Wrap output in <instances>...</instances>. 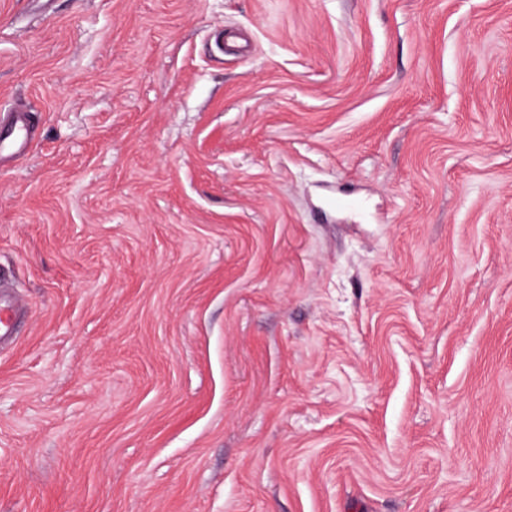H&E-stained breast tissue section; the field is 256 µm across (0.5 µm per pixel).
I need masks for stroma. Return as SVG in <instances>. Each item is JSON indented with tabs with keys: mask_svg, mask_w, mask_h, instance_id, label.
Listing matches in <instances>:
<instances>
[{
	"mask_svg": "<svg viewBox=\"0 0 512 512\" xmlns=\"http://www.w3.org/2000/svg\"><path fill=\"white\" fill-rule=\"evenodd\" d=\"M31 9L0 512H512V0Z\"/></svg>",
	"mask_w": 512,
	"mask_h": 512,
	"instance_id": "stroma-1",
	"label": "stroma"
}]
</instances>
